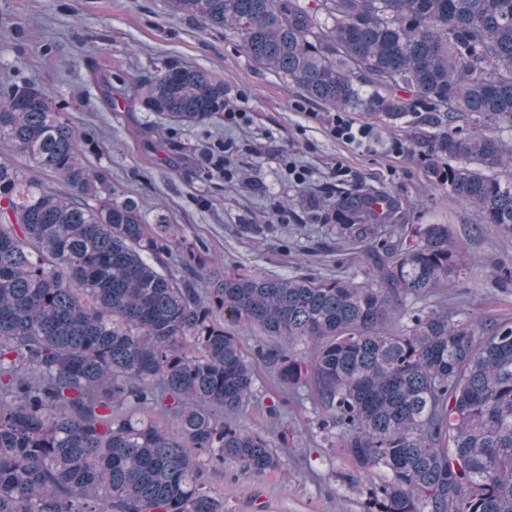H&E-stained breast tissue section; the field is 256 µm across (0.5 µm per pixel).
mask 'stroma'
Instances as JSON below:
<instances>
[{
    "mask_svg": "<svg viewBox=\"0 0 512 512\" xmlns=\"http://www.w3.org/2000/svg\"><path fill=\"white\" fill-rule=\"evenodd\" d=\"M165 58L223 79L227 102L244 105L252 125L229 134L220 122L160 127L133 84ZM28 80L63 107L89 164L120 198L138 204L146 223L167 219L181 239L207 258H223L230 270L364 281L362 251L341 247L317 206L334 188L388 195L406 223L445 224L458 237L478 221L421 164L418 117L395 129L375 126L367 149L333 139L327 109L258 67L231 33L174 12L169 0H0V83ZM267 133L274 149L245 158L247 178L199 176L194 159L207 146L227 135L259 144ZM394 140L402 152L390 150ZM277 149L311 169L307 186L296 187L279 171ZM277 203L288 210L281 223L273 213ZM247 224L275 230L247 233ZM468 238L467 275L428 297V305L462 311L474 322L512 320V289L491 286L484 276L490 259L512 261V236L487 226ZM254 386L258 400L244 420L269 435L284 464L263 475L236 468L211 473L224 512H361L363 494L339 480L354 464L317 429L308 388L281 386L259 362Z\"/></svg>",
    "mask_w": 512,
    "mask_h": 512,
    "instance_id": "1",
    "label": "stroma"
}]
</instances>
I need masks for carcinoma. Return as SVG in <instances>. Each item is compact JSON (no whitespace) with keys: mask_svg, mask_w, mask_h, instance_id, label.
Returning <instances> with one entry per match:
<instances>
[{"mask_svg":"<svg viewBox=\"0 0 512 512\" xmlns=\"http://www.w3.org/2000/svg\"><path fill=\"white\" fill-rule=\"evenodd\" d=\"M172 2L334 111L387 128L428 113L426 171L476 228L512 235V181L494 175L512 151L487 133L512 126V0ZM161 65L134 86L146 110L222 119L224 81ZM3 146L33 173L0 154V512H224L209 472L282 466L266 435L225 421L256 400L240 329L277 338L255 357L281 384L309 383L362 512H512V321L408 305L466 274L448 225L403 224L395 201L354 189L322 207L362 245L366 281L212 278L169 225L114 197L37 83L0 88ZM489 278L512 283V266Z\"/></svg>","mask_w":512,"mask_h":512,"instance_id":"obj_1","label":"carcinoma"}]
</instances>
